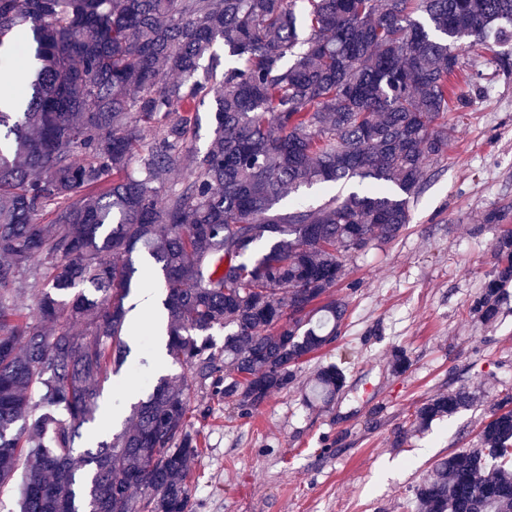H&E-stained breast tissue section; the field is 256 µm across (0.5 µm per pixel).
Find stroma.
Instances as JSON below:
<instances>
[{"label":"stroma","instance_id":"obj_1","mask_svg":"<svg viewBox=\"0 0 512 512\" xmlns=\"http://www.w3.org/2000/svg\"><path fill=\"white\" fill-rule=\"evenodd\" d=\"M478 71L459 81L440 123L453 127L445 156L427 166L395 240L347 263L335 294L348 305L335 342L296 372L290 389L240 413L208 392L189 398L202 447L189 461L192 512H416L415 487L433 463L473 447L488 412L512 394V310L485 326L470 313L506 225L488 210L512 205V71L492 51L468 54ZM139 314L129 354L99 399L84 441L121 430L128 397L173 373L155 318ZM409 359L392 367L395 351ZM343 362L345 384L327 403L305 404L316 371ZM460 385L479 402L420 428L417 408ZM407 429L408 441L393 444Z\"/></svg>","mask_w":512,"mask_h":512}]
</instances>
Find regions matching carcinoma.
Segmentation results:
<instances>
[{"instance_id": "1", "label": "carcinoma", "mask_w": 512, "mask_h": 512, "mask_svg": "<svg viewBox=\"0 0 512 512\" xmlns=\"http://www.w3.org/2000/svg\"><path fill=\"white\" fill-rule=\"evenodd\" d=\"M297 2L0 0V63L25 77L0 108V488L22 471L19 512H192L190 394L245 412L336 340L347 261L400 235L447 152L436 120L459 46L512 40V0H308L307 24ZM219 40L243 65L201 66ZM354 179L359 192L283 205ZM155 266L180 372L131 405L129 428L80 447L127 356L134 275L151 288ZM31 280L33 318L16 303ZM511 286L512 228L470 311L494 323ZM344 381L321 367L304 401ZM476 405L459 387L416 418ZM415 495L418 512H512V395Z\"/></svg>"}]
</instances>
